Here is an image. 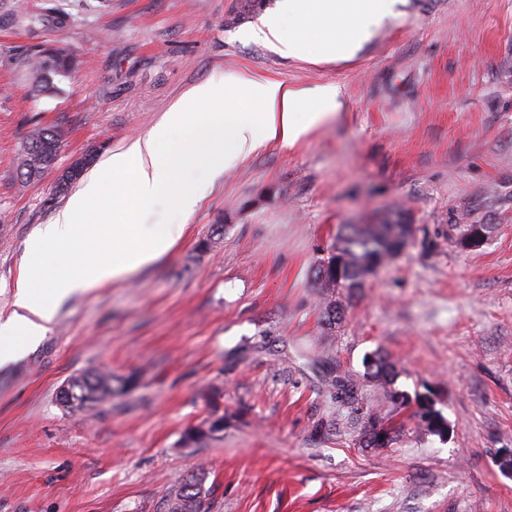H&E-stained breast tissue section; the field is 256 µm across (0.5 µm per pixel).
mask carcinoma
<instances>
[{
  "instance_id": "obj_1",
  "label": "carcinoma",
  "mask_w": 512,
  "mask_h": 512,
  "mask_svg": "<svg viewBox=\"0 0 512 512\" xmlns=\"http://www.w3.org/2000/svg\"><path fill=\"white\" fill-rule=\"evenodd\" d=\"M57 0H43L38 9L30 11L15 5L12 21L30 30L37 27L61 25L66 15L56 6ZM25 73L30 90L38 95H52L58 91L55 79L68 78L79 60L64 50H46L43 45L30 46L16 60ZM59 148L58 133L46 126L34 127L17 157V170L25 180L40 177L55 162ZM460 245L476 249L487 242L492 225L455 224ZM411 239L408 224L403 217L387 219L379 224H344L336 237L328 257L321 259L313 270V281L322 290L325 301L322 308V325L326 334L336 331L341 324L345 308L343 300L358 297L368 278L375 270L400 253ZM341 293L344 298L336 297ZM367 375L383 385H393L398 372L390 357L380 350L366 356ZM324 387L332 391L341 387L336 375V361L327 354L320 361ZM130 379L119 378L110 371H88L69 381L67 395L60 397L69 410H84L117 396L128 389ZM394 405L412 410L411 416L418 425L430 433L444 437L448 434V421L435 407L433 393L410 396L408 393L390 390ZM395 429L380 423L376 417L368 418L363 432L366 448H384L392 440ZM205 474H192L170 493L169 512H200V499Z\"/></svg>"
}]
</instances>
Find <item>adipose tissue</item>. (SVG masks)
I'll return each mask as SVG.
<instances>
[{
	"instance_id": "obj_1",
	"label": "adipose tissue",
	"mask_w": 512,
	"mask_h": 512,
	"mask_svg": "<svg viewBox=\"0 0 512 512\" xmlns=\"http://www.w3.org/2000/svg\"><path fill=\"white\" fill-rule=\"evenodd\" d=\"M395 2L285 0L258 36L291 57L308 53L314 43L325 53L347 57L373 27L393 18ZM341 106L335 86L312 100L267 79L190 88L152 131L103 160L54 223L30 239L14 310L0 318V364L16 361L46 334L56 302L121 282L178 243L184 225L144 224L140 216L159 197L173 200L182 214L192 213L208 186L186 180L188 169L204 164L217 175L270 141L294 145ZM112 196L121 197L120 206H106Z\"/></svg>"
}]
</instances>
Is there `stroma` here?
<instances>
[{
	"mask_svg": "<svg viewBox=\"0 0 512 512\" xmlns=\"http://www.w3.org/2000/svg\"><path fill=\"white\" fill-rule=\"evenodd\" d=\"M59 0L66 26H0V315L13 310L29 240L68 194L58 171L146 135L196 84L269 79L341 90L338 117L294 146L263 145L210 178L194 211L166 198L147 224L183 238L132 278L60 302L45 336L0 366V512H168L171 488L205 474L200 512H512V0H398L340 60L289 57L254 35L283 0ZM39 42L82 65L33 95L5 56ZM54 127V170L16 158ZM409 246L347 305L334 336L312 286L339 225L396 212ZM209 250L200 241L215 224ZM488 224L480 248L454 225ZM382 350L393 389L434 391L447 438L400 413L366 373ZM333 352L354 400L325 395L301 352ZM92 369L133 378L93 408L57 395ZM399 422L361 443L366 413ZM223 415L198 446L187 428Z\"/></svg>",
	"mask_w": 512,
	"mask_h": 512,
	"instance_id": "stroma-1",
	"label": "stroma"
}]
</instances>
